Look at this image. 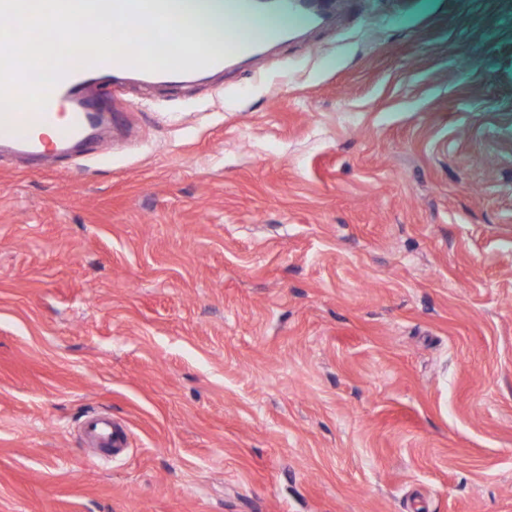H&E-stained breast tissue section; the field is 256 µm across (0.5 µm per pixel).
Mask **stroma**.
Listing matches in <instances>:
<instances>
[{
	"label": "stroma",
	"instance_id": "1",
	"mask_svg": "<svg viewBox=\"0 0 512 512\" xmlns=\"http://www.w3.org/2000/svg\"><path fill=\"white\" fill-rule=\"evenodd\" d=\"M330 12L0 154V512H512V0ZM85 433L92 441L99 442V444L112 450V453L106 455L102 460L111 461L112 458L124 454L125 448H122L121 438L108 420L101 417H91L85 424Z\"/></svg>",
	"mask_w": 512,
	"mask_h": 512
}]
</instances>
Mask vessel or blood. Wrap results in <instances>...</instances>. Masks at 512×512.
I'll return each instance as SVG.
<instances>
[{
	"mask_svg": "<svg viewBox=\"0 0 512 512\" xmlns=\"http://www.w3.org/2000/svg\"><path fill=\"white\" fill-rule=\"evenodd\" d=\"M328 5L329 0H274L268 7L259 0H224L226 10L238 20L240 37L225 38L223 47L183 62L179 73H138L119 62L72 69L50 92L42 112H13L0 122V144H14L28 154L58 155L65 145L88 142L90 128L103 119L102 107L84 95L88 86L96 84L106 90L113 80L133 73L143 82L161 86L203 81L229 69L237 60L259 58L267 44L283 37L282 19L314 21L326 13ZM85 433L89 439L110 448L113 456L123 455L121 438L108 420L90 418Z\"/></svg>",
	"mask_w": 512,
	"mask_h": 512,
	"instance_id": "b4317fda",
	"label": "vessel or blood"
}]
</instances>
